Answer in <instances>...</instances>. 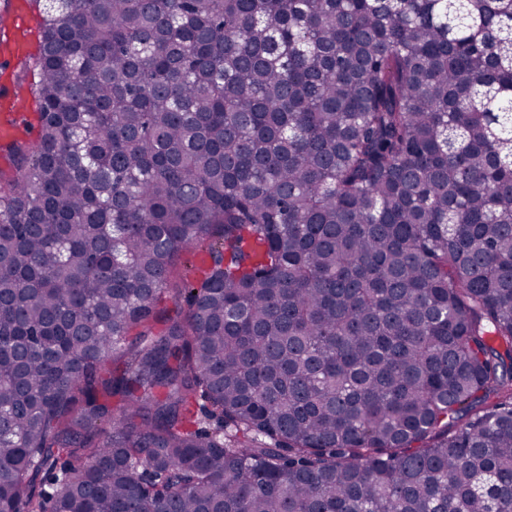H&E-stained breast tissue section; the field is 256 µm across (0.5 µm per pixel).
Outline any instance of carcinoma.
Listing matches in <instances>:
<instances>
[{
	"label": "carcinoma",
	"instance_id": "cac0c4a2",
	"mask_svg": "<svg viewBox=\"0 0 512 512\" xmlns=\"http://www.w3.org/2000/svg\"><path fill=\"white\" fill-rule=\"evenodd\" d=\"M29 2L0 512H512V0Z\"/></svg>",
	"mask_w": 512,
	"mask_h": 512
}]
</instances>
